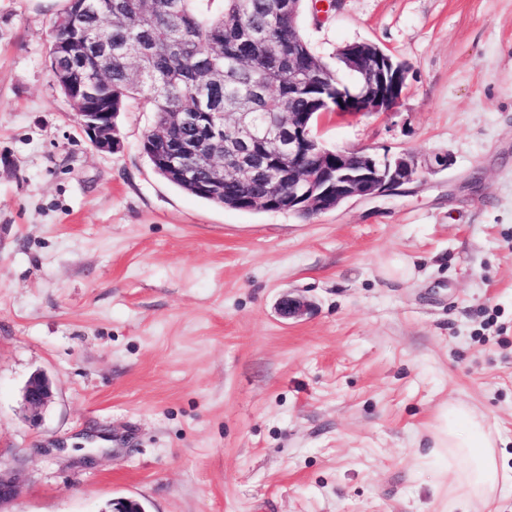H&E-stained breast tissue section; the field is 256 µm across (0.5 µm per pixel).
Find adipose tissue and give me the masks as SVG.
<instances>
[{
    "instance_id": "adipose-tissue-1",
    "label": "adipose tissue",
    "mask_w": 512,
    "mask_h": 512,
    "mask_svg": "<svg viewBox=\"0 0 512 512\" xmlns=\"http://www.w3.org/2000/svg\"><path fill=\"white\" fill-rule=\"evenodd\" d=\"M432 445L448 452L449 490L465 488L470 499L485 503L495 493L512 490V472L498 461L486 419L471 407L457 403L443 408Z\"/></svg>"
}]
</instances>
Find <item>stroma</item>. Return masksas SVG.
Wrapping results in <instances>:
<instances>
[{
  "instance_id": "35a3bbf8",
  "label": "stroma",
  "mask_w": 512,
  "mask_h": 512,
  "mask_svg": "<svg viewBox=\"0 0 512 512\" xmlns=\"http://www.w3.org/2000/svg\"><path fill=\"white\" fill-rule=\"evenodd\" d=\"M62 6L0 0L7 512H448L430 431L451 403L487 415L512 468V0L304 9L325 61L367 42L408 67L392 111L330 116L322 144L421 170L310 219L170 185L137 105L98 151L46 63ZM398 258L413 278H384ZM37 372L53 396L34 423ZM50 397L51 387L46 377L35 375L28 381L23 391V399L33 419L38 416ZM20 493V485L11 469H3L0 465V511L3 506L15 500Z\"/></svg>"
}]
</instances>
